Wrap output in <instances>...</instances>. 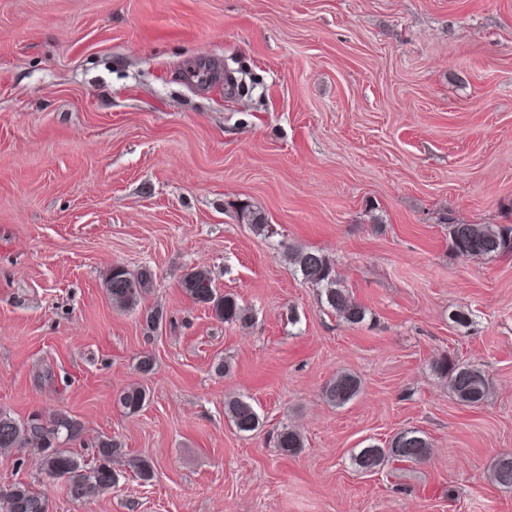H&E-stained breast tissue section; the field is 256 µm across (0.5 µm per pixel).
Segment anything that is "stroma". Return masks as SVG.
I'll return each instance as SVG.
<instances>
[{
    "label": "stroma",
    "instance_id": "obj_1",
    "mask_svg": "<svg viewBox=\"0 0 512 512\" xmlns=\"http://www.w3.org/2000/svg\"><path fill=\"white\" fill-rule=\"evenodd\" d=\"M447 216L512 225V0H0V410L69 414L78 453L114 437L155 466L74 502L18 449L0 486L35 483L50 512H512L491 480L512 455V255L457 256ZM291 245L334 260L363 323L322 307ZM115 264L155 271L158 334L113 307ZM193 266L248 326L183 293ZM445 355L485 372L484 404L456 400ZM343 371L362 387L334 407ZM131 385L134 417L113 403ZM405 428L428 460L355 468ZM361 390V380L346 372L337 373L325 383L322 398L329 404L341 407L354 399ZM115 402L126 415L135 416L146 406L147 393L141 386L131 385L116 395ZM224 413L240 433H252L262 425L261 418L254 406L239 397L224 400Z\"/></svg>",
    "mask_w": 512,
    "mask_h": 512
}]
</instances>
